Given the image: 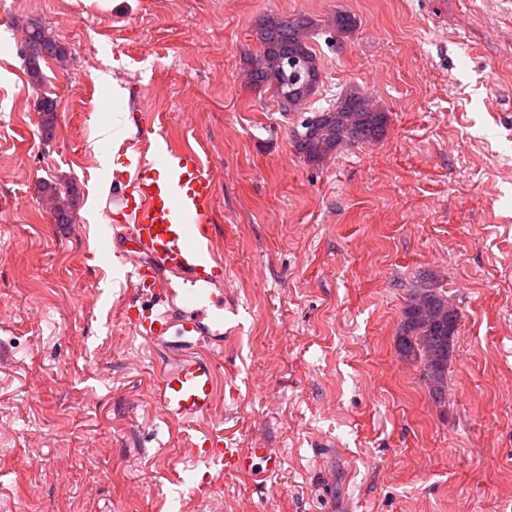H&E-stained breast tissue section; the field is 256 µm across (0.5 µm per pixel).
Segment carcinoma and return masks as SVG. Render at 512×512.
<instances>
[{
    "label": "carcinoma",
    "mask_w": 512,
    "mask_h": 512,
    "mask_svg": "<svg viewBox=\"0 0 512 512\" xmlns=\"http://www.w3.org/2000/svg\"><path fill=\"white\" fill-rule=\"evenodd\" d=\"M332 25L337 34L348 37L357 29L358 20L352 13L338 12ZM313 27L314 22L306 15L261 20L257 30L261 46L251 58L248 84L272 89L283 108L289 103L302 107L318 92L321 83L323 64L310 44ZM24 47L29 60L28 76L34 85L43 81L40 60L50 57L60 65L67 61V50L49 28L38 22L25 27ZM36 110L42 113L45 135H52L56 103L42 98L36 102ZM387 124V112L374 106L371 97L352 88L341 94L336 105L321 109L306 120L303 131L296 136L295 148L308 161L317 162L346 145L379 140ZM43 192L52 200L55 223H71L74 188L50 181L44 183ZM459 319V312L448 302L445 291L430 278L411 291L403 307L398 352L421 366L430 396L437 405L447 402L448 362Z\"/></svg>",
    "instance_id": "1"
}]
</instances>
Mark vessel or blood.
<instances>
[{
	"instance_id": "1",
	"label": "vessel or blood",
	"mask_w": 512,
	"mask_h": 512,
	"mask_svg": "<svg viewBox=\"0 0 512 512\" xmlns=\"http://www.w3.org/2000/svg\"><path fill=\"white\" fill-rule=\"evenodd\" d=\"M128 168L114 172L123 223L114 225L110 250L125 267L137 303L124 304L120 324L166 357L151 402L178 425L215 410L224 352V256L215 249L211 208L215 183L188 146L154 155L132 147ZM198 462L226 469L280 465L265 448L241 452L204 434L188 443Z\"/></svg>"
}]
</instances>
